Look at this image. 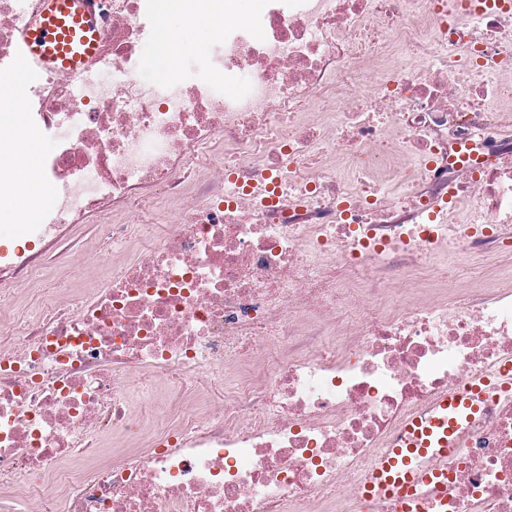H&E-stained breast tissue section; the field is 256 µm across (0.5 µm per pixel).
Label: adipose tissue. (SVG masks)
I'll list each match as a JSON object with an SVG mask.
<instances>
[{"label": "adipose tissue", "mask_w": 512, "mask_h": 512, "mask_svg": "<svg viewBox=\"0 0 512 512\" xmlns=\"http://www.w3.org/2000/svg\"><path fill=\"white\" fill-rule=\"evenodd\" d=\"M161 9L163 21L155 44L154 64L162 70L178 50L205 49L217 23L213 17L207 16L185 20L181 26L175 27L170 24L169 19L180 13V0H161Z\"/></svg>", "instance_id": "1"}]
</instances>
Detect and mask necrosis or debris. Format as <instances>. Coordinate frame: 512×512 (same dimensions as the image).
<instances>
[{
	"label": "necrosis or debris",
	"instance_id": "1",
	"mask_svg": "<svg viewBox=\"0 0 512 512\" xmlns=\"http://www.w3.org/2000/svg\"><path fill=\"white\" fill-rule=\"evenodd\" d=\"M157 2L38 73L0 0V145L68 131L0 250V512H395L396 432L512 363V0H261L146 86ZM411 509L512 512V395Z\"/></svg>",
	"mask_w": 512,
	"mask_h": 512
}]
</instances>
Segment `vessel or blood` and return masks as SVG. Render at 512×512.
Here are the masks:
<instances>
[{
	"label": "vessel or blood",
	"mask_w": 512,
	"mask_h": 512,
	"mask_svg": "<svg viewBox=\"0 0 512 512\" xmlns=\"http://www.w3.org/2000/svg\"><path fill=\"white\" fill-rule=\"evenodd\" d=\"M94 0H43L40 15L24 20V51L47 70L84 67L97 50ZM512 390V364L498 376L452 390L410 420L364 487L365 499L387 497L406 505L447 476L440 464L458 446L472 415L495 392Z\"/></svg>",
	"instance_id": "1"
}]
</instances>
